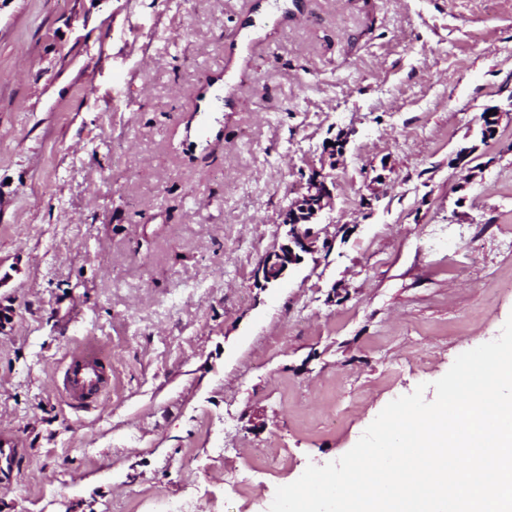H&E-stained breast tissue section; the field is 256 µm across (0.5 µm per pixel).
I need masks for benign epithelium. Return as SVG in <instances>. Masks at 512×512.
Masks as SVG:
<instances>
[{
    "label": "benign epithelium",
    "instance_id": "obj_1",
    "mask_svg": "<svg viewBox=\"0 0 512 512\" xmlns=\"http://www.w3.org/2000/svg\"><path fill=\"white\" fill-rule=\"evenodd\" d=\"M331 196L322 172L312 171L303 182L299 195L284 212L282 224L288 226L285 243L266 253L257 265L258 282L267 285L280 281L292 266L304 261V255L315 251L307 225L330 205Z\"/></svg>",
    "mask_w": 512,
    "mask_h": 512
}]
</instances>
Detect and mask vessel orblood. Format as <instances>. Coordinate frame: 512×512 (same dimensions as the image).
<instances>
[{
  "instance_id": "obj_1",
  "label": "vessel or blood",
  "mask_w": 512,
  "mask_h": 512,
  "mask_svg": "<svg viewBox=\"0 0 512 512\" xmlns=\"http://www.w3.org/2000/svg\"><path fill=\"white\" fill-rule=\"evenodd\" d=\"M228 97L224 86L212 87L202 98L199 106L201 130L207 135L219 134L220 129L213 121L216 107L226 104ZM112 383L107 375L97 348L85 344L71 352L65 360L62 372V389L72 405L82 406Z\"/></svg>"
}]
</instances>
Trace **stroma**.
<instances>
[{"label": "stroma", "mask_w": 512, "mask_h": 512, "mask_svg": "<svg viewBox=\"0 0 512 512\" xmlns=\"http://www.w3.org/2000/svg\"><path fill=\"white\" fill-rule=\"evenodd\" d=\"M299 2L0 0V512H269L512 315V0ZM314 168L330 248L261 287ZM228 99H230V97L226 95L224 85L212 87V89L200 99L201 104L198 108V112H200L201 115L200 130L208 136L218 135L221 132V129L212 120L211 112H214L215 108L219 105H225ZM112 379L107 375L98 349L84 344L71 352L62 372V389L72 405L83 406L107 389Z\"/></svg>", "instance_id": "stroma-1"}]
</instances>
